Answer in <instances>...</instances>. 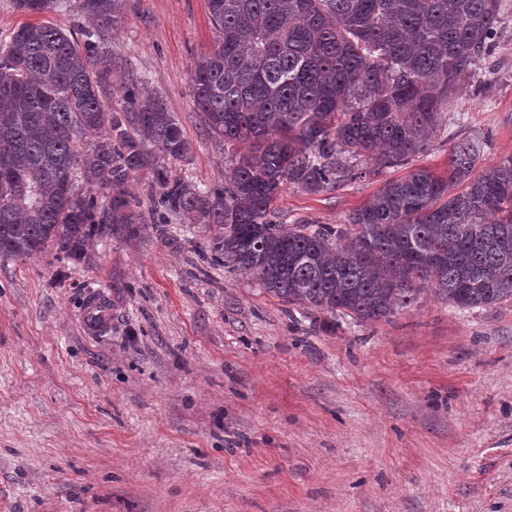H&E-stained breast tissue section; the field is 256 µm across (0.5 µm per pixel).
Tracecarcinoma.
<instances>
[{
	"instance_id": "carcinoma-1",
	"label": "carcinoma",
	"mask_w": 512,
	"mask_h": 512,
	"mask_svg": "<svg viewBox=\"0 0 512 512\" xmlns=\"http://www.w3.org/2000/svg\"><path fill=\"white\" fill-rule=\"evenodd\" d=\"M27 15L58 0H13ZM216 36L192 95L207 133L245 146L224 184L170 177L190 150L134 75L112 85L123 0H77L94 30L21 23L0 43V257L51 247L80 260L95 239L164 238L166 215L209 230L203 250L326 330L387 321L431 293L460 310L512 303V155L474 174L486 137L448 168L385 182L348 223L277 224L287 186L335 190L395 167L445 130L462 75L497 46L501 0H207ZM119 95L121 107L112 106ZM102 133L89 150L79 138ZM149 173L150 216L127 190Z\"/></svg>"
}]
</instances>
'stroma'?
I'll return each mask as SVG.
<instances>
[{
	"mask_svg": "<svg viewBox=\"0 0 512 512\" xmlns=\"http://www.w3.org/2000/svg\"><path fill=\"white\" fill-rule=\"evenodd\" d=\"M448 128L408 166L336 190L289 186L275 219L344 224L386 180L443 173L471 130L512 155V0ZM115 79L163 96L190 144L173 176L223 183L191 78L215 31L206 0H125ZM203 225L0 257V512H512V304L433 297L391 321L323 330L203 261ZM111 321L89 332V298Z\"/></svg>",
	"mask_w": 512,
	"mask_h": 512,
	"instance_id": "stroma-1",
	"label": "stroma"
}]
</instances>
